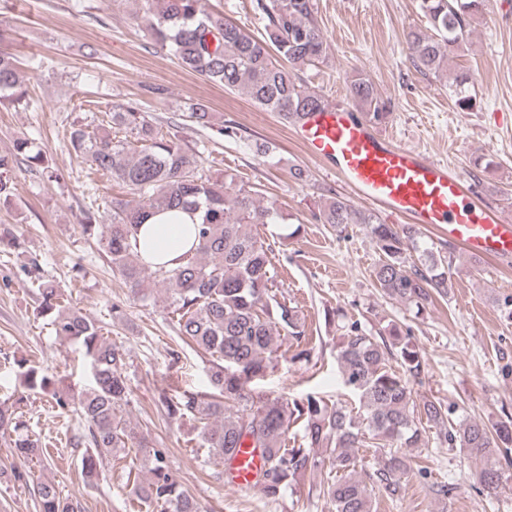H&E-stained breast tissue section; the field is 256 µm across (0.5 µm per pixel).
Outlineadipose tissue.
<instances>
[{"mask_svg":"<svg viewBox=\"0 0 512 512\" xmlns=\"http://www.w3.org/2000/svg\"><path fill=\"white\" fill-rule=\"evenodd\" d=\"M198 221V216L183 212L152 215L137 233L142 258L157 266L174 267L177 259L191 249Z\"/></svg>","mask_w":512,"mask_h":512,"instance_id":"1","label":"adipose tissue"}]
</instances>
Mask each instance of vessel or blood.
Returning a JSON list of instances; mask_svg holds the SVG:
<instances>
[{
	"instance_id": "vessel-or-blood-1",
	"label": "vessel or blood",
	"mask_w": 512,
	"mask_h": 512,
	"mask_svg": "<svg viewBox=\"0 0 512 512\" xmlns=\"http://www.w3.org/2000/svg\"><path fill=\"white\" fill-rule=\"evenodd\" d=\"M297 134L359 201L394 221L442 233L475 258L489 263L512 258L511 218L480 199L464 175L413 146L380 136L354 110L333 106L309 113ZM261 466L259 451L237 449L227 467V486L261 488Z\"/></svg>"
}]
</instances>
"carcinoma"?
I'll use <instances>...</instances> for the list:
<instances>
[{
    "label": "carcinoma",
    "mask_w": 512,
    "mask_h": 512,
    "mask_svg": "<svg viewBox=\"0 0 512 512\" xmlns=\"http://www.w3.org/2000/svg\"><path fill=\"white\" fill-rule=\"evenodd\" d=\"M150 15L149 31L157 44L169 49L176 64L230 92L238 91L255 105L290 123L329 106L319 92L303 84L299 72L328 59L327 40L315 18L314 0H253L264 20L255 36L221 12L208 10L207 0H143ZM426 21L407 32L409 58L423 75L440 77L450 72L456 48L485 16L487 0H419ZM0 29V104L25 100L14 55L4 45ZM469 76L455 75L452 87L457 104L473 105ZM349 99L368 122L382 125L392 114L384 98L360 72L347 77ZM197 126L211 128L207 105L189 107ZM123 131L117 138L112 127ZM73 152L96 171L122 185L131 198L115 197L108 211L91 205L82 209L81 233L96 240L101 254L131 292L143 302H157L151 285L164 286L170 327L184 344L210 357V391L165 395L162 407L168 419L186 418L196 427L197 448L205 459L229 461L244 441L258 448L263 458V493L276 502L287 484L306 472H325L323 494L336 512H372L375 491L398 499L407 474L402 448H428L436 438L475 463L473 486L494 498L508 483L501 459L512 451V416L492 426L480 420L455 422V408L440 401L414 399L410 380L424 372L422 351L395 326L387 333L368 334L352 323L336 347V364L343 385L356 397L358 409L334 402L318 393L299 399L245 394L246 386L273 368L272 354L284 334L302 342L297 310L277 297L271 274L273 248L254 232L258 224H272L274 206L257 203V191L236 183L226 174L218 180L205 167L204 152L184 146L158 130L139 100L125 102L112 112V121L95 131L73 126L69 135ZM31 170L48 168L42 151L20 138L9 155L0 156V203L15 195L7 172L18 164ZM182 209L200 213L194 225L196 244L174 268L145 263L136 250L140 224L156 211ZM318 224L340 228L363 224L376 247L379 261L374 278L390 299L422 313L432 294L448 290L453 259L419 249L410 224H386L374 213L355 209L347 199L331 194L317 206ZM28 287L37 290L38 314L49 318L55 336L81 345L89 368V385L69 399L56 388V380L24 361L18 367L27 394H52L58 408L76 413L83 432L71 445L87 447L81 457L86 478L98 475L99 460L135 449L149 466L150 478L128 473L138 500L155 512H199L198 504L169 471L164 451L150 445L147 436L127 425L123 410L130 392L123 374L125 353L109 342L102 326L68 306L61 289L41 277L28 275ZM0 403V434L9 437L17 462L14 477L29 483L21 468L40 457L39 439L29 431L18 404ZM303 425L302 443L288 446V432ZM314 448L325 454L312 453ZM355 448L382 452L383 466L358 475ZM39 512H81V504L61 496L52 482L33 484Z\"/></svg>",
    "instance_id": "1"
}]
</instances>
